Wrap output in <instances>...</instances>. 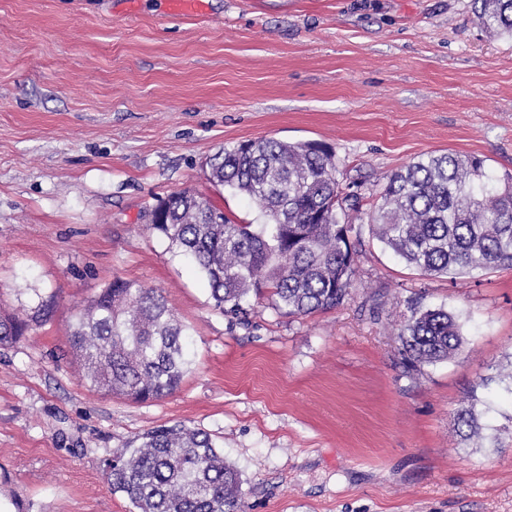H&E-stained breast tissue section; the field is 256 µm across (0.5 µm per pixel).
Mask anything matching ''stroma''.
Listing matches in <instances>:
<instances>
[{
  "instance_id": "35a3bbf8",
  "label": "stroma",
  "mask_w": 512,
  "mask_h": 512,
  "mask_svg": "<svg viewBox=\"0 0 512 512\" xmlns=\"http://www.w3.org/2000/svg\"><path fill=\"white\" fill-rule=\"evenodd\" d=\"M200 2L0 0V311L54 307L0 345V512H134L102 461L175 423L216 440L245 512H512V268L426 275L370 224L387 176L420 155L512 173V41L472 0ZM259 138L330 145L360 196L334 309L292 315L265 294L220 313L150 227L184 189L255 222L206 163ZM116 277L161 289L189 328L171 395L80 377L69 326ZM426 308L454 313L465 344L413 369L398 332Z\"/></svg>"
}]
</instances>
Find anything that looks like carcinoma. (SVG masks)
<instances>
[{"label":"carcinoma","mask_w":512,"mask_h":512,"mask_svg":"<svg viewBox=\"0 0 512 512\" xmlns=\"http://www.w3.org/2000/svg\"><path fill=\"white\" fill-rule=\"evenodd\" d=\"M473 9L489 33L512 39V0H473ZM336 172L323 143L243 142L210 159L209 178L257 205V227L227 217L213 223V206L184 189L153 208L151 228L196 263L223 313L266 290L290 314L331 309L356 274L349 233L359 209L357 195H342ZM380 199L371 216L376 237L423 272L512 267V174L495 176L483 159L421 155L388 177ZM28 328L1 314L0 344ZM69 336L84 381L136 402L172 394L189 364L186 326L160 289L133 280L105 285L77 312ZM398 336L414 367L448 360L464 344L456 316L442 308L413 311ZM103 471L136 512H243L238 472L210 434L183 424L132 440L104 458Z\"/></svg>","instance_id":"carcinoma-1"}]
</instances>
